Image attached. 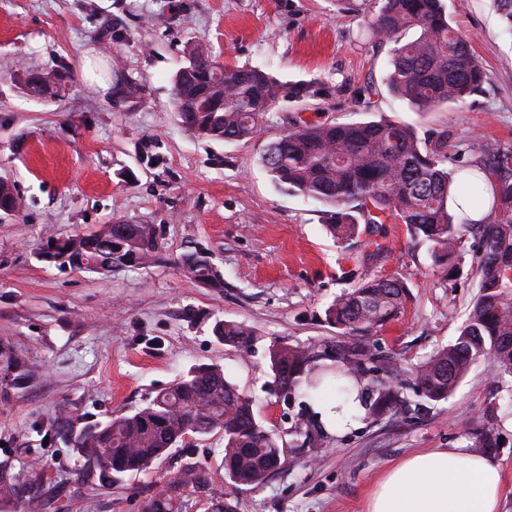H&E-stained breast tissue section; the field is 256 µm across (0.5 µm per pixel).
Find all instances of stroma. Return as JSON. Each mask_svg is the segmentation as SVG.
Instances as JSON below:
<instances>
[{"label": "stroma", "mask_w": 512, "mask_h": 512, "mask_svg": "<svg viewBox=\"0 0 512 512\" xmlns=\"http://www.w3.org/2000/svg\"><path fill=\"white\" fill-rule=\"evenodd\" d=\"M487 79L480 93L434 112L392 95L387 47L368 35L379 9L338 10L335 0H0V176L24 206L0 219V462L34 484L42 512H143V503L187 462L207 468L226 512H366L385 470L415 453L473 448L482 421L498 437L490 458L503 473L500 512H512V377L478 362L448 399L420 403L404 390L403 411L303 443V412L264 390L267 347L303 346L335 336L324 320L334 298L360 277L401 276L411 300L373 342L399 372L447 345L477 291L479 243L464 234L458 273L445 276L426 246L401 224L387 227L388 252L370 263L369 234L342 246L326 233L319 203L280 191L261 163L269 142L298 119L412 126L420 138L447 131L448 166L482 148L512 151V34L492 0H443ZM220 63L256 66L313 96L283 98L271 123L241 141L194 136L172 110V74L188 45ZM143 79L145 96L114 103L84 67L104 63ZM64 69L39 98L26 71ZM376 94L365 95L367 82ZM161 227L162 262L77 271L42 258L51 240L116 222ZM208 253L224 275L220 292L186 276L179 259ZM252 326L254 352L224 345L216 321ZM30 373L14 379L8 361ZM200 364L223 366L256 401L279 438L287 465L237 493L224 481V439L213 433L176 448L154 469L103 490L76 488L80 457L51 428L60 408L103 422L145 405Z\"/></svg>", "instance_id": "1"}]
</instances>
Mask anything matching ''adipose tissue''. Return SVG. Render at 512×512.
Listing matches in <instances>:
<instances>
[{
	"instance_id": "ef3b65f1",
	"label": "adipose tissue",
	"mask_w": 512,
	"mask_h": 512,
	"mask_svg": "<svg viewBox=\"0 0 512 512\" xmlns=\"http://www.w3.org/2000/svg\"><path fill=\"white\" fill-rule=\"evenodd\" d=\"M318 420L336 431L359 413L357 394L313 402ZM503 474L486 456L464 448L434 449L395 464L371 492L367 512H498Z\"/></svg>"
}]
</instances>
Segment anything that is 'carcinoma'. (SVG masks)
Here are the masks:
<instances>
[{
	"mask_svg": "<svg viewBox=\"0 0 512 512\" xmlns=\"http://www.w3.org/2000/svg\"><path fill=\"white\" fill-rule=\"evenodd\" d=\"M414 30L412 38L402 33ZM370 35L391 45L388 90L419 112H433L481 91L482 64L467 39L448 22L442 0H381ZM38 81L45 92L60 75L25 73L24 88ZM173 107L192 134L215 141H240L262 131L269 112L285 97L304 99L307 84L287 87L268 70L223 65L209 49L193 46L184 66L172 77ZM140 80L117 69L112 96L136 99ZM262 163L281 190L314 199L324 207L326 228L348 243L361 225L384 235L383 225L406 226L416 242L428 246L433 261L456 272L462 232L481 238L478 291L465 323L448 345L411 371L418 397L426 402L448 399L458 383L482 359L512 376V156L499 151L462 169L448 168V133L422 142L409 125L378 121L340 123L300 120L271 141ZM494 180L484 216L463 218L453 207L464 187L478 189ZM20 202L15 185L0 177V212L11 215ZM160 227L155 224H107L88 234L54 240L44 256L62 266L91 272L120 265L154 263L159 259ZM179 263L186 275L207 288L221 290L224 277L200 249L185 253ZM410 291L401 276L362 278L325 310V321L338 339L300 346L286 341L269 345L271 391L285 400H309L330 386L340 392L368 391L364 401L373 418L396 414L402 406L401 384L373 375L372 337L403 313ZM213 333L224 344L249 352L256 331L242 322L220 320ZM62 408L56 433L77 448L83 459L80 484L110 486L126 476L151 470L185 436H224V478L240 491L265 483L285 465L274 431L265 427L251 398L244 395L219 365H200L159 391L129 414L82 427ZM209 471L187 463L145 502V512H181L186 491L209 495ZM31 483L0 468V500L35 499Z\"/></svg>",
	"mask_w": 512,
	"mask_h": 512,
	"instance_id": "obj_1",
	"label": "carcinoma"
}]
</instances>
